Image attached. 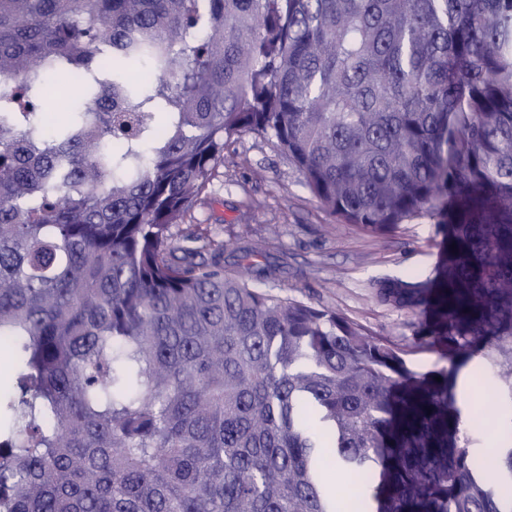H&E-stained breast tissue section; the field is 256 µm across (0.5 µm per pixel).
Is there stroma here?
Wrapping results in <instances>:
<instances>
[{
    "instance_id": "stroma-1",
    "label": "stroma",
    "mask_w": 512,
    "mask_h": 512,
    "mask_svg": "<svg viewBox=\"0 0 512 512\" xmlns=\"http://www.w3.org/2000/svg\"><path fill=\"white\" fill-rule=\"evenodd\" d=\"M179 229L228 248L245 241L260 245L263 261L279 267L274 293L336 310L398 346L415 372L444 367L439 353L418 339L421 316L378 304L369 286L379 278L428 275L438 258L437 225L416 220L379 244L322 206L274 137L245 133L230 142L211 184ZM495 371L494 358L482 353L458 369L455 392L463 412L484 407L497 385ZM493 420L470 445L479 470L512 442V405L496 407Z\"/></svg>"
}]
</instances>
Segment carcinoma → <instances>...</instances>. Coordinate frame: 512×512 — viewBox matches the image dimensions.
Instances as JSON below:
<instances>
[{"mask_svg": "<svg viewBox=\"0 0 512 512\" xmlns=\"http://www.w3.org/2000/svg\"><path fill=\"white\" fill-rule=\"evenodd\" d=\"M244 132L346 224L441 226L371 288L448 366L175 236ZM485 349L512 402V0H0V512H512ZM494 359L497 360L495 357L486 356L485 353L477 354L458 369L455 377L456 397L458 404L463 410V419L466 422V427L462 429L464 431L463 436L469 439L472 438L470 445L471 461L473 466L478 470L484 469L489 459L497 457L499 448L510 443V406L503 389H501V407L498 403ZM475 371H482L484 380L478 381L477 378H475L472 385L469 384L468 380L467 383H465L466 375L468 374L470 376L474 374ZM489 387L496 392L494 417L487 423L489 429L485 433L479 436L473 435L468 430L467 415L473 410L483 409L486 404L487 396H492ZM495 422L496 425L494 427ZM324 484L331 498L348 497L354 492L353 487L335 469L325 470L322 475Z\"/></svg>", "mask_w": 512, "mask_h": 512, "instance_id": "1", "label": "carcinoma"}]
</instances>
